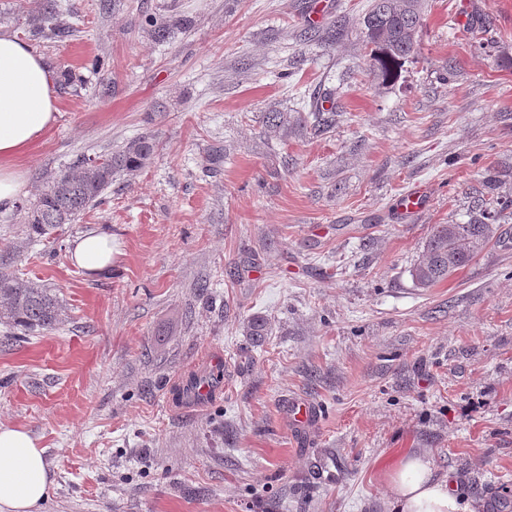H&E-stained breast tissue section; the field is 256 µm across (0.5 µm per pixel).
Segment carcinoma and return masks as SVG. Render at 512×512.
<instances>
[{"mask_svg":"<svg viewBox=\"0 0 512 512\" xmlns=\"http://www.w3.org/2000/svg\"><path fill=\"white\" fill-rule=\"evenodd\" d=\"M422 18V0H372L362 20V34L371 47L373 73L389 80L400 61L415 52L414 35ZM157 150L155 138L142 135L103 157L89 159L54 176L33 202L25 206L29 234L45 237L72 223L115 176L131 174L150 162ZM494 224H437L426 242L423 258L410 276L418 288H430L469 264L495 237ZM63 301L55 288L0 271V324L30 334L54 329L61 321Z\"/></svg>","mask_w":512,"mask_h":512,"instance_id":"1","label":"carcinoma"}]
</instances>
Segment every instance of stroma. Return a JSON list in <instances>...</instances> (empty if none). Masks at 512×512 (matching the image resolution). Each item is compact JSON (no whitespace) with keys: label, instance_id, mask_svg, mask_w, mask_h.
I'll list each match as a JSON object with an SVG mask.
<instances>
[{"label":"stroma","instance_id":"1","mask_svg":"<svg viewBox=\"0 0 512 512\" xmlns=\"http://www.w3.org/2000/svg\"><path fill=\"white\" fill-rule=\"evenodd\" d=\"M370 4L0 0V26L75 77L0 209V269L63 300L54 330L8 345L0 325V424L45 450L43 512H391L384 469L415 451L463 505L512 512V0H424L390 84L360 39ZM314 11L331 41L305 37ZM150 17L191 25L158 41ZM147 133L144 169L29 236L23 205L51 177ZM492 208L493 241L415 287L433 227ZM99 229L112 265L90 274L69 248ZM216 356V391L184 402ZM298 401L316 411L301 431Z\"/></svg>","mask_w":512,"mask_h":512}]
</instances>
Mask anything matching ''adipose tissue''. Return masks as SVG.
<instances>
[{
    "label": "adipose tissue",
    "instance_id": "ef3b65f1",
    "mask_svg": "<svg viewBox=\"0 0 512 512\" xmlns=\"http://www.w3.org/2000/svg\"><path fill=\"white\" fill-rule=\"evenodd\" d=\"M58 112L55 76L43 56L0 28V206L24 187L16 158L38 142ZM112 237L91 231L75 239L71 258L89 272L112 263ZM393 512H464L460 499L435 477L431 458L411 453L388 471ZM52 485L38 439L20 427L0 425V512H40Z\"/></svg>",
    "mask_w": 512,
    "mask_h": 512
}]
</instances>
